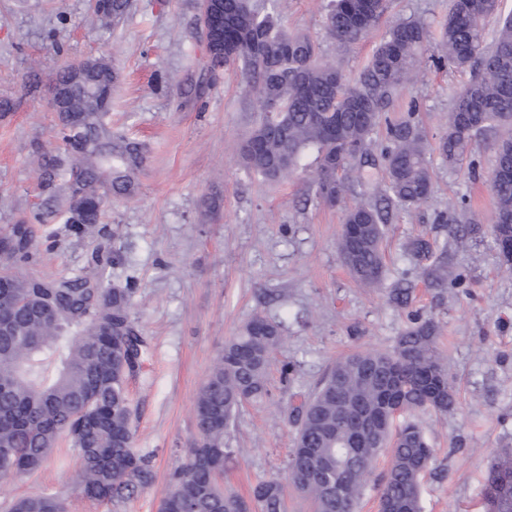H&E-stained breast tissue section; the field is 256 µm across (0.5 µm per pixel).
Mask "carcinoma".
Returning a JSON list of instances; mask_svg holds the SVG:
<instances>
[{"mask_svg": "<svg viewBox=\"0 0 512 512\" xmlns=\"http://www.w3.org/2000/svg\"><path fill=\"white\" fill-rule=\"evenodd\" d=\"M391 0H328V35L348 48L388 12ZM224 33L212 65H236L256 91L259 120L241 149L242 166L267 179L313 167L317 203L344 206L338 248L358 282L378 287L385 275L382 243L396 214L428 202L433 190L430 146L412 117L387 123L379 145L384 176L373 197L361 164L397 92L416 82L418 55L430 41L424 23H393L367 64L352 78L343 66L323 64L308 33L284 29L276 13L260 14L251 0H224ZM500 0H450L437 42V65L470 70L471 80L448 112V130L438 143L442 162L462 166L472 149L491 135L495 164L489 186L496 200L491 220L503 262L512 266V14L499 21L486 44V22ZM128 0L93 4L105 24L123 16ZM86 78L116 83L118 71L90 58ZM275 98L270 112L265 101ZM82 132L57 123L63 155H45L41 183L51 195L64 193L67 223L96 242L88 272L47 280L18 277L11 264L32 258L33 225L22 220L0 234V476H22L38 467L57 441L68 438L82 467L81 491L98 502L131 498L151 479L147 457L133 449L127 395L132 369L141 364L146 341L132 314L135 288L114 282L110 238L100 234L104 206L112 197L131 198L148 160L135 138L117 136L107 112L83 94L70 100ZM280 324L252 317L224 344L194 408L199 438L172 476L162 512H287L288 490L310 499L314 512H358L379 452L392 448L379 496V512H422L421 483L434 463L417 416H441L455 403V388L441 363L437 325L417 317L387 351L363 350L338 359L317 391L295 408L296 435L288 458V480H259L246 500L224 494V464L232 450L224 438L235 412L268 396L267 372L283 344ZM60 364L49 378L44 365ZM357 417V432L345 423ZM483 512H512V450L497 456L488 472ZM5 512H67L63 499L42 493L13 501Z\"/></svg>", "mask_w": 512, "mask_h": 512, "instance_id": "obj_1", "label": "carcinoma"}]
</instances>
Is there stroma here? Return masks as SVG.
I'll use <instances>...</instances> for the list:
<instances>
[{
  "instance_id": "obj_1",
  "label": "stroma",
  "mask_w": 512,
  "mask_h": 512,
  "mask_svg": "<svg viewBox=\"0 0 512 512\" xmlns=\"http://www.w3.org/2000/svg\"><path fill=\"white\" fill-rule=\"evenodd\" d=\"M285 28L317 38L323 60L361 67L381 40L377 27L345 49L323 30L320 0H279ZM105 58L119 70L108 119L114 132L146 143L149 158L130 199H112L104 226L120 262L113 279L136 289L133 315L148 343L127 382L134 448L151 460L152 480L117 503L85 498L77 452L59 444L31 473L0 479V512L41 492L65 499L68 512H159L170 476L197 438L198 392L225 342L261 314L281 323L284 344L267 374L269 398L239 408L225 447L224 488L249 497L260 479L285 477L293 446V407L315 392L336 360L356 350H385L412 324L434 317L438 347L456 389L447 419L420 421L435 450L422 480V512H480L494 452L512 448V268L490 234L494 198L486 182L494 152L477 146L472 167L448 169L432 157L434 194L400 213L386 229L385 286L367 288L350 275L337 249L341 208L317 204L309 176L276 183L248 172L239 148L258 117L239 68L209 70L199 0H130L122 19L102 25L91 0H0V97L17 107L0 117V228L43 215L59 231L55 246L38 241L21 275L80 274L89 239L66 232V213L39 186V150L56 152L49 107L53 74L67 63ZM419 81L390 111L414 112L430 144L447 131L448 110L470 72L419 62ZM220 199L217 215L203 201ZM469 229L466 247L438 213ZM431 250L414 258L408 241ZM447 264L450 281L435 289L427 273ZM408 286L410 307L392 304L390 289Z\"/></svg>"
}]
</instances>
